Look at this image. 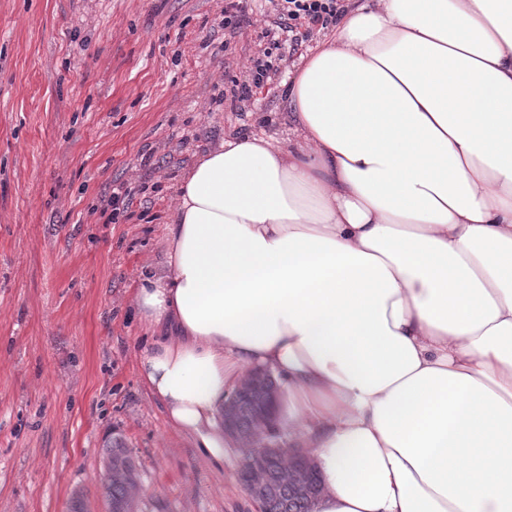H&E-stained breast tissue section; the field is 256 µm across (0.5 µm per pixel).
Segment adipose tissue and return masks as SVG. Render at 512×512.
<instances>
[{
    "label": "adipose tissue",
    "instance_id": "adipose-tissue-1",
    "mask_svg": "<svg viewBox=\"0 0 512 512\" xmlns=\"http://www.w3.org/2000/svg\"><path fill=\"white\" fill-rule=\"evenodd\" d=\"M287 108L181 181L142 381L220 461L279 377L315 512H512V0H356Z\"/></svg>",
    "mask_w": 512,
    "mask_h": 512
}]
</instances>
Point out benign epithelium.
I'll use <instances>...</instances> for the list:
<instances>
[{"label":"benign epithelium","mask_w":512,"mask_h":512,"mask_svg":"<svg viewBox=\"0 0 512 512\" xmlns=\"http://www.w3.org/2000/svg\"><path fill=\"white\" fill-rule=\"evenodd\" d=\"M246 390H255L261 395V407L255 412L250 425V433L255 439H262L270 434L269 420L274 418L273 405L278 401L280 391L277 384L270 382L268 373L261 370H249L235 390L224 400V432L230 437L237 438L242 434L237 416L239 395ZM296 464L292 470L280 475V481L288 485V507L302 502L310 505L322 493L324 486L319 472L314 467V461L304 450L297 448ZM267 456L258 453L253 456L251 469L248 472H238V477L249 496L265 491L269 481L266 465ZM129 473L111 463L103 464V484L109 485L122 481Z\"/></svg>","instance_id":"obj_1"}]
</instances>
